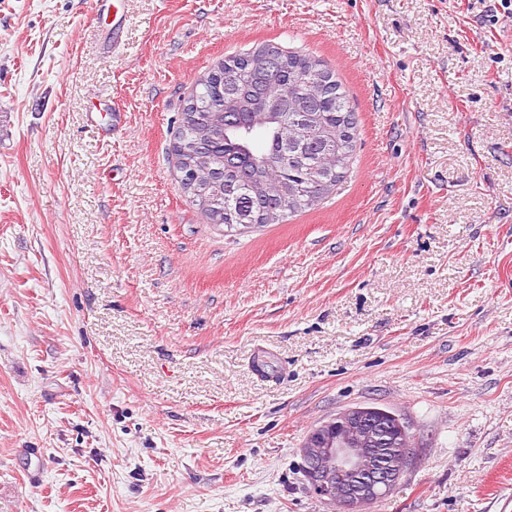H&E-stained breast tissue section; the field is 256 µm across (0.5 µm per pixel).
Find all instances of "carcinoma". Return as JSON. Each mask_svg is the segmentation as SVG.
<instances>
[{"mask_svg": "<svg viewBox=\"0 0 512 512\" xmlns=\"http://www.w3.org/2000/svg\"><path fill=\"white\" fill-rule=\"evenodd\" d=\"M224 67V100L200 79L191 103L204 106L185 129L187 143L205 148L210 162L201 180L222 192L227 231L248 232L256 226L283 224L317 207L344 182L358 138L355 115L342 83L321 60L284 53L269 44L218 62ZM277 98L288 120L275 121L260 111ZM242 113L245 127L262 120L266 135L260 149L246 136L224 134L223 112ZM236 158L224 168V155Z\"/></svg>", "mask_w": 512, "mask_h": 512, "instance_id": "carcinoma-1", "label": "carcinoma"}]
</instances>
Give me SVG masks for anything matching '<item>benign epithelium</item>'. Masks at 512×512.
<instances>
[{
    "instance_id": "1",
    "label": "benign epithelium",
    "mask_w": 512,
    "mask_h": 512,
    "mask_svg": "<svg viewBox=\"0 0 512 512\" xmlns=\"http://www.w3.org/2000/svg\"><path fill=\"white\" fill-rule=\"evenodd\" d=\"M206 154L183 159L179 187L191 201L209 199L198 169ZM332 432L317 427L300 448L302 469L312 491L336 512H366V507L384 500L396 487L413 458L407 446L408 428L394 417L395 447L382 450L383 426L375 422L373 410L351 407L328 424Z\"/></svg>"
}]
</instances>
